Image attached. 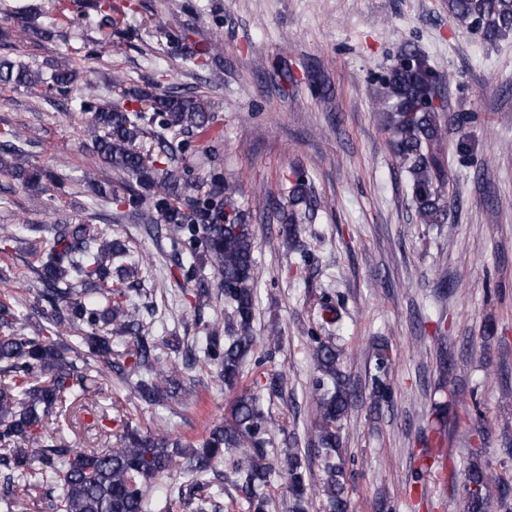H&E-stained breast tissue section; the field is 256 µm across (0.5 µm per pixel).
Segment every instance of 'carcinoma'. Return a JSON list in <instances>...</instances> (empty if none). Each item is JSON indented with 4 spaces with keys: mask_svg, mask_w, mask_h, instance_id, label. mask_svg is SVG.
<instances>
[{
    "mask_svg": "<svg viewBox=\"0 0 512 512\" xmlns=\"http://www.w3.org/2000/svg\"><path fill=\"white\" fill-rule=\"evenodd\" d=\"M448 16L479 31L490 43L512 33V0H446ZM98 41L112 42V15L101 10L98 20L87 19ZM213 50L180 49L183 63L202 68ZM433 68L416 49L400 52L382 78L380 103L393 155L412 190L416 218L421 224H442L448 209L447 173L435 153L445 137L441 108L431 104L437 84L429 79ZM79 74L57 67L46 73L8 58L0 59V84L35 91L49 84L65 97L75 90ZM86 115V146L102 169L112 172L107 190L97 173L86 179L105 202L122 203L145 224L163 225L181 246L179 268L190 271L210 264L220 278L224 301L231 308L229 327L214 324L185 350L187 363L208 361L220 370L232 389L242 379L243 364L255 344L252 322L255 310V241L246 213L226 197L230 188L215 180L197 197H181L183 178L173 167L174 153L164 132L198 135L208 130L207 102L192 91L182 93L134 91L114 101L89 90L78 97ZM153 138L157 148L146 146ZM18 131H0V173L36 190L44 181L60 182L59 173L30 163V154L18 145ZM288 210L276 215L279 236L296 239L299 225L312 221L317 203L301 174L288 191ZM47 233L45 257L37 269L40 288L34 309L47 303L52 316L47 325H30V313L0 301V509L15 512L18 503L39 489H56L51 500L55 512H144L146 499L168 497L160 480L181 468L188 473L186 491L179 494L182 512H216L224 496V481L241 493L225 505L228 512L245 505V512H268V487L274 476L286 479L293 512H306L308 500L320 497L325 512H350L346 449L341 432L352 407L355 389L341 368L342 350L332 334L314 336L315 366L313 426L316 447L287 448L270 457L268 428L256 406V397L240 395L231 420L214 425L199 447L186 451L170 433L124 427L111 444L74 450L45 445L42 435L74 402L90 396L97 380L112 368L121 372L133 396L160 405L178 389L176 365L163 364L159 345L149 338L151 326L140 318L126 289L133 287L143 258L99 224H54L43 229L34 224L0 228V238ZM81 331L77 346L59 336L63 324ZM73 353L75 359L68 360ZM130 357L124 369L120 359ZM391 363L383 348L375 354L371 376L376 397H390L385 379ZM233 457L224 481L208 474L215 464ZM321 461L322 478L313 486L308 479V458ZM489 474L481 464L470 463L465 473L466 512H488L486 488Z\"/></svg>",
    "mask_w": 512,
    "mask_h": 512,
    "instance_id": "1",
    "label": "carcinoma"
}]
</instances>
